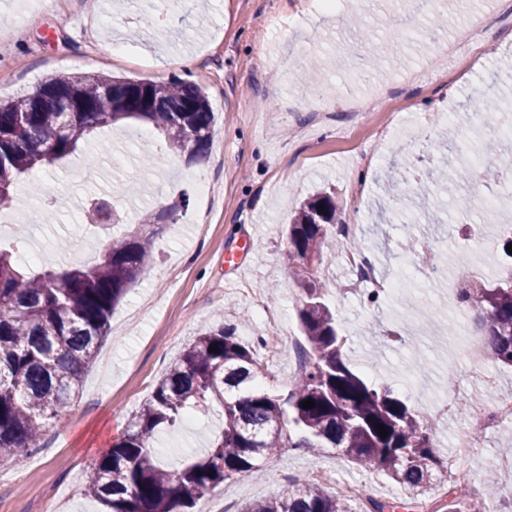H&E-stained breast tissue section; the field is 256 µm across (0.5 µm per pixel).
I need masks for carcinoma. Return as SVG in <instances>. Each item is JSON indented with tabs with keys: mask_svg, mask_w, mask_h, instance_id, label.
Listing matches in <instances>:
<instances>
[{
	"mask_svg": "<svg viewBox=\"0 0 512 512\" xmlns=\"http://www.w3.org/2000/svg\"><path fill=\"white\" fill-rule=\"evenodd\" d=\"M105 93L89 112H39L83 91L81 81L56 77L34 93L0 105V200L13 204V187L31 171L62 162L103 128L143 121L173 149L204 154L214 113L205 92L182 80L147 83V100L132 95L136 82L94 77ZM473 112H506L512 105L480 94ZM472 169L430 173L454 194ZM107 200L87 203L90 223L103 219ZM324 212H319V209ZM336 201L326 193L306 201L288 224V272L300 287L298 318L307 365L287 394L261 387L259 359L236 329L218 323L200 334L169 366L124 435L97 461L84 489L108 512H187L220 484L258 467L284 448H338L351 461L384 472L415 500L440 476L431 421L394 391L354 371L316 273L328 260L323 244L336 238ZM154 259L150 237L136 230L108 239L91 266L32 265L0 246V463L42 447L47 425L78 393L87 369L108 337L113 310ZM458 302L483 315L484 344L494 360L512 366V264L484 284L464 285ZM216 351H209V347ZM310 399L315 406L305 409ZM217 414L223 425L209 450L175 469L157 448L159 433L188 414ZM389 435L379 436L377 425ZM295 428L297 435L287 432ZM245 512H353L349 500L315 484H296L254 502Z\"/></svg>",
	"mask_w": 512,
	"mask_h": 512,
	"instance_id": "obj_1",
	"label": "carcinoma"
}]
</instances>
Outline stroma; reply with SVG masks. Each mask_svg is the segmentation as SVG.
Returning <instances> with one entry per match:
<instances>
[{
  "label": "stroma",
  "mask_w": 512,
  "mask_h": 512,
  "mask_svg": "<svg viewBox=\"0 0 512 512\" xmlns=\"http://www.w3.org/2000/svg\"><path fill=\"white\" fill-rule=\"evenodd\" d=\"M341 0L336 11L317 9L314 0H0V101L31 94L48 77L124 76L141 82L181 79L203 86L216 126L201 162L170 151L150 125L130 121L103 130L62 164L19 179V206L48 198V222L0 223V242L32 244L44 261L77 264L80 254L97 257L102 228L82 221L92 195L108 194L127 211L128 225L179 204L176 221L154 227L155 259L116 308L112 330L88 369L74 406L53 420L43 448L0 465V512H45L52 500L66 501L65 512H104L83 491L88 470L123 434L150 397L170 363L203 329L217 323L236 327L243 342L277 330L281 338L301 332L300 290L288 278L289 217L305 198L327 190L337 219L357 227V237L373 253L382 275L400 280L403 291L381 296L341 297L337 288L351 273L334 261L318 277L345 336L350 364L370 371L395 391L405 380L417 383L412 406L430 397L454 394L455 407L438 423L435 447L460 462L453 482H434L416 502L384 473L351 462L336 448H286L258 469L225 481L197 500L194 512L214 505L244 512L247 504L312 480L329 471L344 482L363 485L354 506L369 512L372 502L391 512H442L456 489L496 495L488 512H512V423L483 434L473 448L455 438L465 426L470 401L512 391V367L497 363L483 348L477 311L449 300L438 284H427L419 249L442 240L450 282L493 280L494 250L471 244L472 227L483 213L472 209L469 226L457 208L477 195L512 193V172L474 167L472 177L443 210L433 201L417 202L416 218L404 222L388 210L393 195L387 182L392 162H402L408 188L428 170L466 163L483 152L488 133L465 109L470 97L490 88L512 100V0ZM498 22L452 72L445 58L428 46V30L447 40L480 14ZM25 15L24 28L15 18ZM164 22L170 33L156 41L150 29ZM357 51L375 59L359 70L340 67ZM194 57L191 68L178 58ZM321 88L327 106L316 117L311 99ZM392 92L390 108L363 117L350 111L348 94ZM450 137L448 157L434 154L428 140ZM107 153L88 156L98 145ZM201 174L213 187L200 197L186 181ZM415 238L417 248L405 250ZM66 239L67 250L56 247ZM238 253V267L225 265ZM407 337L404 347L385 339L391 327ZM211 425L198 421L160 437L164 459L177 466L207 446Z\"/></svg>",
  "instance_id": "1"
}]
</instances>
